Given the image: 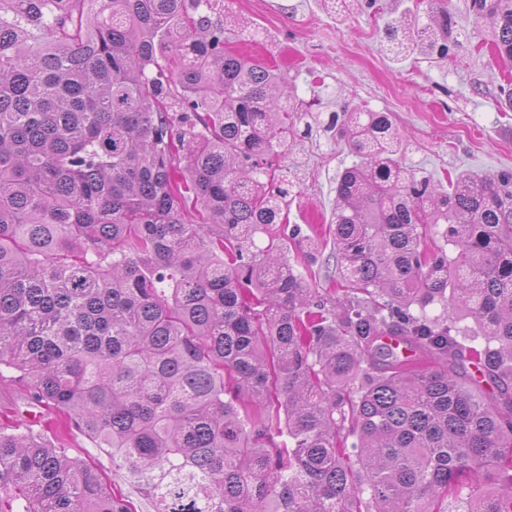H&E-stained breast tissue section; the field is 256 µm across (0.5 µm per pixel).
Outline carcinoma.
I'll return each mask as SVG.
<instances>
[{
  "label": "carcinoma",
  "instance_id": "obj_1",
  "mask_svg": "<svg viewBox=\"0 0 512 512\" xmlns=\"http://www.w3.org/2000/svg\"><path fill=\"white\" fill-rule=\"evenodd\" d=\"M512 63V0H467ZM224 0H0V512H512V170L449 188L388 112L329 117L334 294L285 257L279 176L312 124L228 51ZM445 9L396 54L461 46ZM438 306L440 314L430 313ZM286 436L276 441L277 436ZM4 375L7 376L6 381L2 384L0 383V424L1 422L3 424L6 423L3 413L11 418L12 413L9 412V408H15V404L17 406L20 405L18 401L20 386L8 378L12 373L4 372ZM53 440L58 446L63 445L64 448H68L69 455H80L82 458L101 466L106 478L112 483V488L114 490H121L123 493L128 494L131 497L135 507L134 512L152 511L149 504L143 499L138 498L137 494L132 491L131 487L126 482L124 471L112 467V459L99 449L92 448V445L86 439L79 435H73L70 433L62 437L55 436L53 437Z\"/></svg>",
  "mask_w": 512,
  "mask_h": 512
}]
</instances>
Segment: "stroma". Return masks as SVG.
<instances>
[{
    "instance_id": "obj_1",
    "label": "stroma",
    "mask_w": 512,
    "mask_h": 512,
    "mask_svg": "<svg viewBox=\"0 0 512 512\" xmlns=\"http://www.w3.org/2000/svg\"><path fill=\"white\" fill-rule=\"evenodd\" d=\"M427 7V0H359L339 15L330 0H224L228 13L248 23L228 48L286 70L296 97L317 100L322 113L344 105L392 113L406 163L439 183L463 170L512 169V108L500 102L501 87L512 84V66L496 58L491 45L474 38L443 60L395 61L387 51L386 25ZM355 160L343 140L320 129L288 157L294 186L285 220L302 229L289 257L310 287L331 285L328 226L336 180ZM59 442L69 455L101 466L113 488L130 493L124 471L86 439L67 434Z\"/></svg>"
}]
</instances>
